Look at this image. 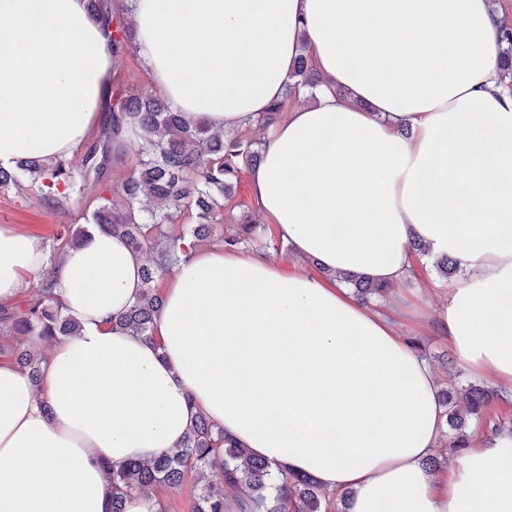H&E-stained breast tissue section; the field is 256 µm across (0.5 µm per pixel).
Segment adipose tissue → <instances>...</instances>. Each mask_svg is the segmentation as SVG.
Here are the masks:
<instances>
[{
	"label": "adipose tissue",
	"instance_id": "1",
	"mask_svg": "<svg viewBox=\"0 0 512 512\" xmlns=\"http://www.w3.org/2000/svg\"><path fill=\"white\" fill-rule=\"evenodd\" d=\"M182 116L243 129L307 51L321 83L265 134L255 211L322 279L197 246L162 285L153 338L112 320L144 290L111 233L49 262L0 225V303L50 274L76 335L39 384L0 362V512H111L108 465L177 448L205 415L276 471L345 491L346 512H512V432L425 469L435 371L340 282L395 283L411 241L454 260L433 326L461 366L512 388V90L490 0H114ZM112 28L87 0H0V167L70 158L102 124ZM346 97H336V87Z\"/></svg>",
	"mask_w": 512,
	"mask_h": 512
}]
</instances>
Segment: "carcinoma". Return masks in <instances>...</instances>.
I'll list each match as a JSON object with an SVG mask.
<instances>
[{
  "label": "carcinoma",
  "instance_id": "obj_1",
  "mask_svg": "<svg viewBox=\"0 0 512 512\" xmlns=\"http://www.w3.org/2000/svg\"><path fill=\"white\" fill-rule=\"evenodd\" d=\"M90 13L112 24V56L128 53L134 47L133 28L126 18L112 16L97 3L88 0ZM502 51L499 79L512 83V24L500 26ZM320 82L308 53L296 60L285 95L313 92ZM285 102H273L268 111L251 120V125L266 130L279 119ZM110 120L95 139L81 146L79 157L72 160L29 158L20 162L17 171L0 168V189L21 187L22 180L35 184L34 199L54 210L66 212L77 199H84L88 184L99 185L95 199L86 202L83 218L104 231L122 237L132 251L151 256L142 267L145 288L138 301L119 314L112 323L140 335L152 337V328L163 301L155 283L173 270L184 253L183 243L206 241L227 250L267 252L281 251L265 224L254 218L249 205L241 202L229 206L242 172L261 160L262 141L242 133L214 130L202 123H188L159 93L140 95L132 88L112 86ZM126 124L140 130L139 166L131 173L114 176L116 160L112 156V139L121 135ZM86 231L59 233L54 237L52 252L62 256L83 246ZM354 296L364 302L384 301L392 294L388 283L345 275ZM78 323L62 315L55 283L42 278L24 303L0 305V335L29 338L39 336L53 340L72 336ZM0 356L12 362L39 383L44 356L30 346L1 347ZM492 392L474 382L450 386L440 392L446 426L440 447L454 458L471 446L468 421L486 410ZM224 452V465L204 488L196 512H225L226 496H247L253 512H326L334 507L345 512L348 493L332 500L323 496L317 482L308 475L271 473V465L250 456L245 448L224 436V431L205 416H196L183 444L170 454L151 462L127 460L108 466L112 480V512H124L125 495L147 490L154 484L180 485L189 465L205 469L211 458Z\"/></svg>",
  "mask_w": 512,
  "mask_h": 512
}]
</instances>
